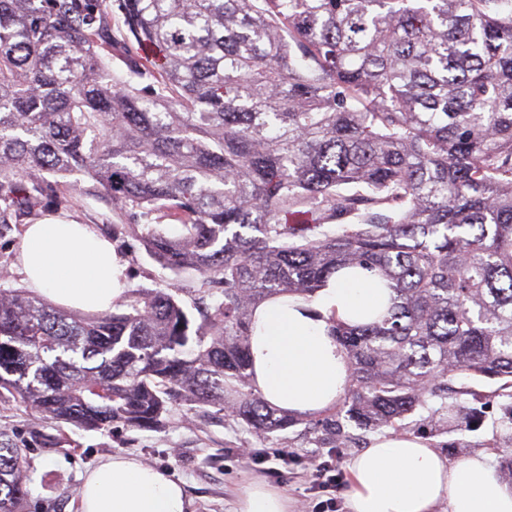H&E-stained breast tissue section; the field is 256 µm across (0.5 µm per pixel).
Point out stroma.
Returning <instances> with one entry per match:
<instances>
[{
    "instance_id": "obj_1",
    "label": "stroma",
    "mask_w": 512,
    "mask_h": 512,
    "mask_svg": "<svg viewBox=\"0 0 512 512\" xmlns=\"http://www.w3.org/2000/svg\"><path fill=\"white\" fill-rule=\"evenodd\" d=\"M66 214L112 237L127 261L129 287L176 288L182 303L192 306L198 296L199 276L174 278L135 239L113 237L117 218L90 181H82ZM471 387L472 394L461 398L470 421L464 430L449 429L448 414L441 411L437 399L430 409L418 410L401 421L399 429L428 440L452 463L479 451L488 452L501 478H512L507 470L512 461L500 452L512 441L502 428L505 416L512 413V400L495 396L489 381H475ZM312 423V418L302 417L287 432L265 435L225 417L216 408L204 411L177 401L169 404L163 424L153 430L115 425L86 431L58 426L16 402L0 404V427H7L14 441L30 450L29 495L23 512H77L82 474L116 454L134 455L180 480L190 500L189 512H235L241 489L256 477L287 494L289 512H312L316 503L331 498L344 505L349 488L346 462L368 447L374 433L347 422L343 438L330 446L316 442L310 431ZM276 449L287 452V462L271 459ZM325 461L335 464L338 478L335 487L321 490L315 485L316 467Z\"/></svg>"
}]
</instances>
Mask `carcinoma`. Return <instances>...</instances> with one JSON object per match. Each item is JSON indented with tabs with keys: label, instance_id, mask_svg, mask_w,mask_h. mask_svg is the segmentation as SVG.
<instances>
[{
	"label": "carcinoma",
	"instance_id": "obj_1",
	"mask_svg": "<svg viewBox=\"0 0 512 512\" xmlns=\"http://www.w3.org/2000/svg\"><path fill=\"white\" fill-rule=\"evenodd\" d=\"M71 177L220 299L198 323L162 289L84 313L0 275L1 402L149 430L181 400L286 431L250 382L253 311L343 267L390 289L334 329L348 421L394 428L461 375L512 399V0H0V239L68 208ZM314 432L336 441V415ZM27 468L0 432V512Z\"/></svg>",
	"mask_w": 512,
	"mask_h": 512
}]
</instances>
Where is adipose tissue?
Returning a JSON list of instances; mask_svg holds the SVG:
<instances>
[{"label": "adipose tissue", "mask_w": 512, "mask_h": 512, "mask_svg": "<svg viewBox=\"0 0 512 512\" xmlns=\"http://www.w3.org/2000/svg\"><path fill=\"white\" fill-rule=\"evenodd\" d=\"M21 269L38 294L55 304L102 311L126 290V263L111 241L89 224L49 218L28 225ZM390 290L356 267L334 274L312 300L280 295L253 312L251 384L272 406L311 416L336 406L351 379L349 357L334 335L383 313ZM347 512H512V488L488 455L451 464L420 438L378 437L347 464ZM182 486L138 459L113 455L84 477L79 512H188ZM237 512H288L277 489L253 481Z\"/></svg>", "instance_id": "ef3b65f1"}]
</instances>
